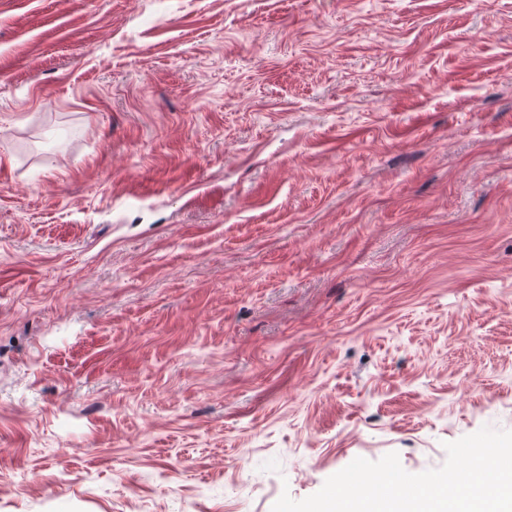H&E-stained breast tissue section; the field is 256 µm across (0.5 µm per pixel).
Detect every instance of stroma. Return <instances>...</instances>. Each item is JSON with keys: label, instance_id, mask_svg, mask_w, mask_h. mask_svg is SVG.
Wrapping results in <instances>:
<instances>
[{"label": "stroma", "instance_id": "1", "mask_svg": "<svg viewBox=\"0 0 512 512\" xmlns=\"http://www.w3.org/2000/svg\"><path fill=\"white\" fill-rule=\"evenodd\" d=\"M512 430V0H0V512H271Z\"/></svg>", "mask_w": 512, "mask_h": 512}]
</instances>
